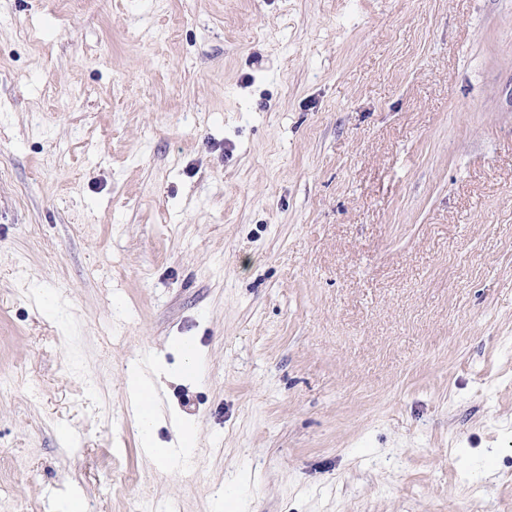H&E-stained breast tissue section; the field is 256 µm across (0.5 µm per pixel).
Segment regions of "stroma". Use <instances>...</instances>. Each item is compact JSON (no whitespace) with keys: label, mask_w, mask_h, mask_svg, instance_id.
<instances>
[{"label":"stroma","mask_w":512,"mask_h":512,"mask_svg":"<svg viewBox=\"0 0 512 512\" xmlns=\"http://www.w3.org/2000/svg\"><path fill=\"white\" fill-rule=\"evenodd\" d=\"M221 487L512 512V0H0V512ZM130 385L131 382L130 380H128V391L131 408H134L135 406V396L137 397L139 402V413L138 419L136 418V420L140 428V438L142 446L143 448H155L156 445L154 439V430L160 419L157 404L155 402V404L150 407H142V400L147 395V393H134L131 390ZM175 441L169 445L166 452L161 455H150V457L160 466L169 471L176 470L180 465L187 461L194 447V433L192 425L179 423L175 429Z\"/></svg>","instance_id":"1"}]
</instances>
